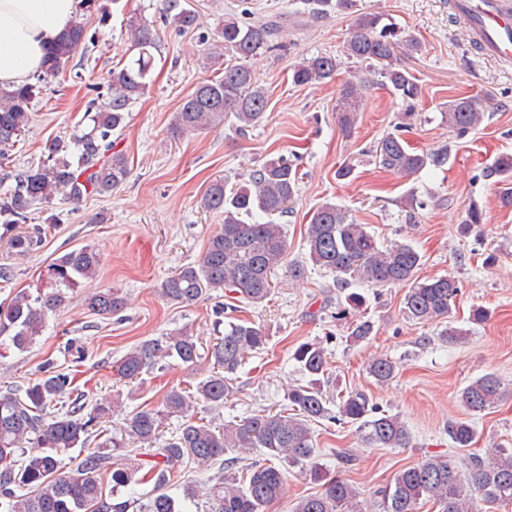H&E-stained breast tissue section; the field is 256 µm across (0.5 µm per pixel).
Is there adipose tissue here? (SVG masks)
<instances>
[{
    "instance_id": "obj_1",
    "label": "adipose tissue",
    "mask_w": 512,
    "mask_h": 512,
    "mask_svg": "<svg viewBox=\"0 0 512 512\" xmlns=\"http://www.w3.org/2000/svg\"><path fill=\"white\" fill-rule=\"evenodd\" d=\"M80 9L81 0H0V88L29 81Z\"/></svg>"
}]
</instances>
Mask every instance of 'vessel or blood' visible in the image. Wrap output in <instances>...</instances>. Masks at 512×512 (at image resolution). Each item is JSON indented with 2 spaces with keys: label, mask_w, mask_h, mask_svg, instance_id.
I'll return each mask as SVG.
<instances>
[{
  "label": "vessel or blood",
  "mask_w": 512,
  "mask_h": 512,
  "mask_svg": "<svg viewBox=\"0 0 512 512\" xmlns=\"http://www.w3.org/2000/svg\"><path fill=\"white\" fill-rule=\"evenodd\" d=\"M456 11L483 51L512 67V0H458Z\"/></svg>",
  "instance_id": "b4317fda"
}]
</instances>
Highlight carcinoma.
I'll return each instance as SVG.
<instances>
[{
    "label": "carcinoma",
    "mask_w": 512,
    "mask_h": 512,
    "mask_svg": "<svg viewBox=\"0 0 512 512\" xmlns=\"http://www.w3.org/2000/svg\"><path fill=\"white\" fill-rule=\"evenodd\" d=\"M308 13L322 18L334 12H350L354 0H303ZM166 22L188 31L197 27L199 16L188 0H163ZM103 24L108 15L102 0H82L81 15L49 49L42 70L32 80L11 91L0 89V159H7L19 137L31 123L32 110L45 84L60 78L65 66L93 42L89 22ZM283 17L242 20L237 13H224L217 40L208 45L213 64L224 60L221 75L198 84L180 105L171 123L172 135L188 133L232 122L245 131L265 118L269 95L246 59L275 48V35ZM129 59L112 66L107 77L111 95L108 111L85 112L72 143L46 140L43 158L17 174L15 186L0 196V227L8 234L6 244L18 256H27L43 245V231L28 230L30 209L46 208L56 200L78 203L92 195L108 194L120 187L130 174L126 154L117 149L112 136L125 127L129 109L144 96L151 83L154 50L159 39L154 22L141 14L127 20ZM394 27L380 13L357 14L344 46L345 56L366 65L370 79L358 85L343 84L337 111L346 133H351L360 111L363 90L377 85L399 96L408 107L400 126L378 141L374 161L386 171L411 175L426 168L438 169L448 160V151L416 153L401 134L410 124L421 90L413 75L400 64L398 52L411 56L421 50L419 41L393 40ZM341 61L320 54L302 58L292 68L298 86L323 83L336 77ZM448 127L462 136L477 129L485 112L469 97L448 102L444 115ZM482 177L501 185L499 202L512 207V156L502 155L484 167ZM297 170L280 156L266 160L247 180L227 187L213 181L204 196V206L224 213V224L208 241L202 260L180 267L162 281L158 292L170 302L192 305L219 293H237L252 305L265 302L273 290L272 276L286 268L290 280L307 277V264L336 276V283L359 281L369 286L407 284L403 310L417 323L448 324L442 337L458 341L466 331L449 324L458 295V281L450 276L420 280L416 273L422 256L409 243L382 246L367 230L354 222L348 211L324 203L312 213L306 227L307 261H287L288 244L284 225L275 217L288 213L297 192ZM100 265L96 249L83 246L50 264L51 291L32 295L20 292L0 308V335L24 352L36 343L49 314L62 305L68 292L83 282L95 280ZM89 311L98 316L115 315L125 302L114 288H93L86 295ZM269 334L264 325L239 319L228 322L224 335L216 338L207 356L217 371L200 381L195 390L172 387L159 405L144 406L125 422L121 437H109L83 456L67 460L66 451L84 448L93 429L106 413L122 407L121 394L94 404L85 412L84 394L73 387L70 375L51 371L28 384L21 392L0 391V512H129L134 502H112L103 495V478L112 483L111 492L131 484L154 482L153 495L145 512H187L196 489L182 488V496L167 492L170 477L186 458L220 462L222 472L209 488L204 512H266L286 490V471L276 462L300 468V473L322 483L321 493L298 500L291 512H478V502L512 505V450L495 447L463 455L430 456L420 463L396 471L383 486L362 499L346 480L326 471L318 462L319 448L312 423L329 417L328 405L336 404L337 420L357 426L364 441L376 448H404L410 432L400 417L387 414L361 390H351L332 399L323 390L327 356L316 343H302L293 358L309 380L291 386L284 400L288 412L255 413L222 428L199 422L192 411L198 402L224 405L234 393L229 375L245 360L261 353ZM194 364L201 359L195 338L185 330L144 339L129 349L115 365L120 380H136L143 373L164 367L167 359ZM397 366L384 355L372 357L369 374L380 384L396 376ZM506 387L493 373L470 382L459 393L465 410L476 415L494 407ZM181 417L176 435L165 440L150 459L134 458L115 451L137 443H153L164 421ZM453 448H471L477 431L472 420L448 423ZM259 451L261 458L249 460Z\"/></svg>",
    "instance_id": "1"
}]
</instances>
